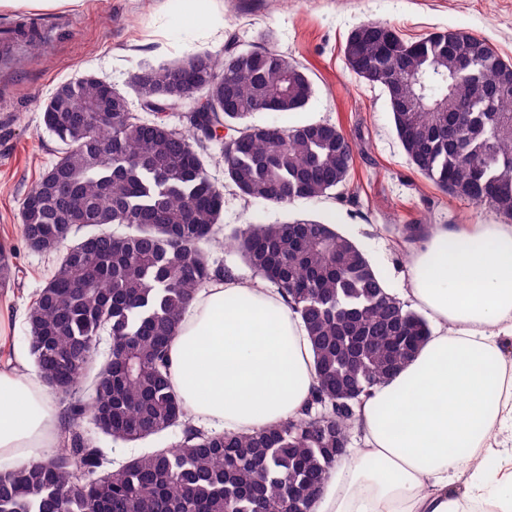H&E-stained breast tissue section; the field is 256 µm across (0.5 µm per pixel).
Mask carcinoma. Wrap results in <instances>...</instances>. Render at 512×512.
<instances>
[{
  "label": "carcinoma",
  "instance_id": "carcinoma-1",
  "mask_svg": "<svg viewBox=\"0 0 512 512\" xmlns=\"http://www.w3.org/2000/svg\"><path fill=\"white\" fill-rule=\"evenodd\" d=\"M346 67L386 94L397 137L415 169L451 196L512 218V68L473 35L440 31L405 41L367 21L348 35ZM132 86L152 118L89 75L59 85L42 109L63 145L22 203V236L55 254L29 307L27 341L40 381L114 440L136 442L175 426L182 438L110 471L104 449L70 426L55 453L0 470V512H305L346 446L353 393L367 396L411 360L427 321L388 294L362 248L316 220L233 230L254 273L288 297L313 349L307 406L252 434L201 431L171 384L169 347L183 311L225 272L206 247L220 244L224 195L207 171L211 129L224 177L247 199L287 206L347 186L352 143L334 125H252L256 112L287 114L313 95L307 74L278 51L224 48L142 68ZM196 95L220 112L187 116L172 132L165 107ZM112 113V123L95 119ZM0 246V283L15 278ZM112 337L101 358L99 336ZM90 380L94 405L71 400Z\"/></svg>",
  "mask_w": 512,
  "mask_h": 512
}]
</instances>
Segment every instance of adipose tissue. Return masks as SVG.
<instances>
[{
	"instance_id": "obj_1",
	"label": "adipose tissue",
	"mask_w": 512,
	"mask_h": 512,
	"mask_svg": "<svg viewBox=\"0 0 512 512\" xmlns=\"http://www.w3.org/2000/svg\"><path fill=\"white\" fill-rule=\"evenodd\" d=\"M406 296L434 322L416 357L356 408L363 447L314 512H512V224H434ZM187 412L236 434L297 415L314 387L303 321L257 279L209 282L169 350ZM57 409L24 358L0 369V468L41 459Z\"/></svg>"
}]
</instances>
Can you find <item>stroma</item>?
Segmentation results:
<instances>
[{
  "label": "stroma",
  "mask_w": 512,
  "mask_h": 512,
  "mask_svg": "<svg viewBox=\"0 0 512 512\" xmlns=\"http://www.w3.org/2000/svg\"><path fill=\"white\" fill-rule=\"evenodd\" d=\"M216 25L184 40L181 0H84L81 7L31 11L41 22L37 46H21L15 63L0 68V244L10 248L20 273L0 285V320L8 326L0 345V366L28 354L27 312L50 278L56 258L30 251L19 212L31 187L54 162L60 143L44 127L41 109L57 86L90 74L129 93L140 68L177 62L198 51L221 52L228 39L249 50L267 43L304 69L314 94L290 114L255 113L256 125L332 124L354 143L346 188L327 196L281 207L243 198L224 179L221 148L208 147V173L224 194L223 230L247 224H281L312 219L342 225L387 277L393 296L406 284L410 240L406 224H490L500 216L442 192L415 170L394 129L385 95L346 67L343 46L350 31L365 21H382L405 39L460 30L484 39L512 63V0H212ZM79 432L104 448L113 466L154 448L175 445L172 427L136 443L112 440L90 417L75 422Z\"/></svg>",
  "instance_id": "1"
}]
</instances>
